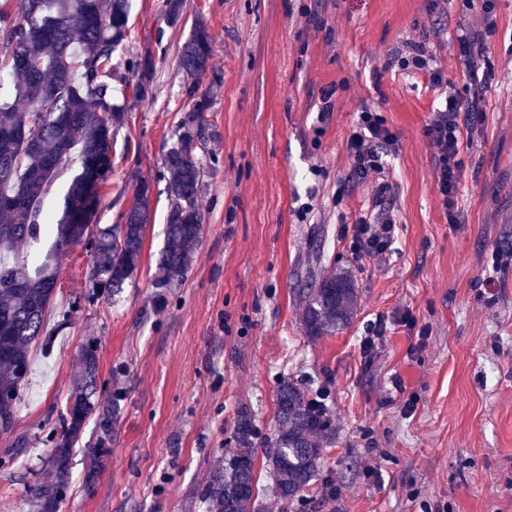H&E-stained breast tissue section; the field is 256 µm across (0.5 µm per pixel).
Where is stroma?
<instances>
[{
    "label": "stroma",
    "mask_w": 512,
    "mask_h": 512,
    "mask_svg": "<svg viewBox=\"0 0 512 512\" xmlns=\"http://www.w3.org/2000/svg\"><path fill=\"white\" fill-rule=\"evenodd\" d=\"M164 2L130 0L112 81L126 116L97 216L103 227L120 223L146 180L142 260L112 296L94 292L83 247L60 257L50 342L32 346L34 370L0 433V512H37L32 493L51 470L45 439L90 342L118 414L103 452L89 429L74 448L59 512H204L195 492L232 448L243 407L259 431L262 512H512V0H496L473 81L457 43L473 19L462 0L434 14L426 0H183L175 23ZM199 18L213 37L197 86L213 96L197 152L204 221L184 277L160 300L163 159L191 107L178 54ZM422 37L456 84L461 124L474 129L459 155L460 224L435 194L425 130L438 101L399 65L402 43ZM364 105L400 147L382 154L392 250L360 264L342 231L375 205L346 149ZM496 253L506 267L493 269ZM342 273L357 288L356 314L311 338L300 295ZM407 313L414 326L402 323ZM379 315L389 331L367 369L360 340ZM286 379L326 389L336 425L318 481L290 503L271 491L266 459Z\"/></svg>",
    "instance_id": "obj_1"
}]
</instances>
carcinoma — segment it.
<instances>
[{"label": "carcinoma", "instance_id": "obj_1", "mask_svg": "<svg viewBox=\"0 0 512 512\" xmlns=\"http://www.w3.org/2000/svg\"><path fill=\"white\" fill-rule=\"evenodd\" d=\"M14 10L0 8V81L9 79L21 106L0 104V198L21 195L26 204L0 207V431L11 429L19 390L31 373L29 348L47 335V312L55 298L58 266L54 253L31 267L16 246L55 234L54 249L81 246L95 258L92 287L118 293L132 278L142 258L149 223V186L137 184L134 200L114 226L89 235L101 204V187L112 176L114 129L124 113L112 103V57L126 38L129 0H12ZM17 55L27 60L16 65ZM212 36L197 21L179 54L187 95L195 99L182 119L176 143L164 158L169 173L170 210L164 248L153 287L161 291L181 278L202 229L201 166L195 144L205 140L211 108L207 96L196 98L197 82L210 68ZM46 110L37 141L14 132L29 127L35 113ZM79 165L63 199L57 223L45 213L52 183L70 161ZM357 291L345 275L321 281L304 296L302 324L312 337L347 327L356 314ZM83 375L67 401L60 433L49 437L54 486L40 492L39 512H56L69 487L71 449L79 444L87 423L95 421L97 445L112 434L115 411L101 399L97 346L81 354ZM278 429L267 452L270 475L284 501L319 477L325 441L336 437L329 407L314 403L309 391L291 381L281 384L277 399ZM256 436L249 409L239 412L235 448L224 466L213 472L202 493L206 512H258Z\"/></svg>", "mask_w": 512, "mask_h": 512}]
</instances>
